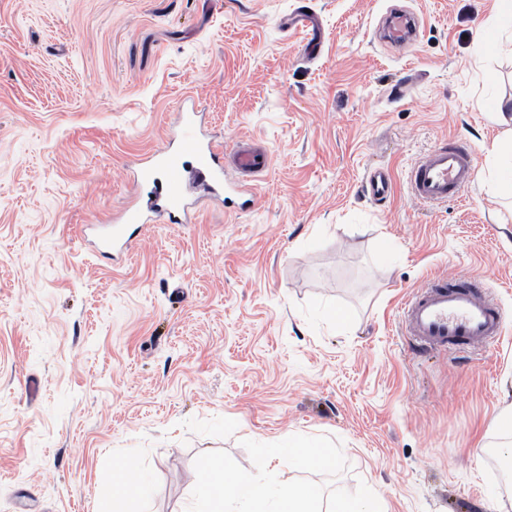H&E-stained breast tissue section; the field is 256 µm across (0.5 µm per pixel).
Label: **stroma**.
Wrapping results in <instances>:
<instances>
[{"label": "stroma", "mask_w": 512, "mask_h": 512, "mask_svg": "<svg viewBox=\"0 0 512 512\" xmlns=\"http://www.w3.org/2000/svg\"><path fill=\"white\" fill-rule=\"evenodd\" d=\"M305 6L318 34L288 28ZM418 21L411 48L380 35ZM499 0H0V512H182L194 460L288 435L340 441L382 512H488L512 404V214L485 149L512 52L479 56ZM192 100L219 148L269 149L249 209L186 184L191 221L150 212L140 158ZM470 147L471 183L415 201L410 165ZM388 169L374 200L366 174ZM129 225L105 257L92 226ZM484 281L502 338L427 353L402 300ZM38 380L37 395L28 383ZM150 480L140 498L131 473ZM384 32L392 46L405 48L414 42L415 20L403 10L391 9L384 18ZM500 441L494 447L499 448L502 456L512 457V407L502 411L497 418Z\"/></svg>", "instance_id": "35a3bbf8"}]
</instances>
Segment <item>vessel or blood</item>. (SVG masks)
I'll return each mask as SVG.
<instances>
[{"label":"vessel or blood","mask_w":512,"mask_h":512,"mask_svg":"<svg viewBox=\"0 0 512 512\" xmlns=\"http://www.w3.org/2000/svg\"><path fill=\"white\" fill-rule=\"evenodd\" d=\"M386 40L395 47L411 45L415 36V20L407 12L393 9L384 18ZM193 114H185L188 130L166 150L153 154L145 174L161 171L165 176V193L161 208L171 223L187 221L189 203L183 189L182 160L195 161V172L214 194L226 185L221 153L216 145L203 139L189 127ZM269 153L240 147L234 157L236 169L255 174L265 169ZM473 175V156L455 144L442 145L421 158L411 169L409 181L413 197L421 202H445L461 196ZM373 198H385L392 189L388 171L377 169L365 178ZM402 320L406 332L420 349L437 351L453 349L464 352L480 342L497 341L504 332V312L489 298L485 285L473 278L442 279L429 283L403 303Z\"/></svg>","instance_id":"vessel-or-blood-1"}]
</instances>
